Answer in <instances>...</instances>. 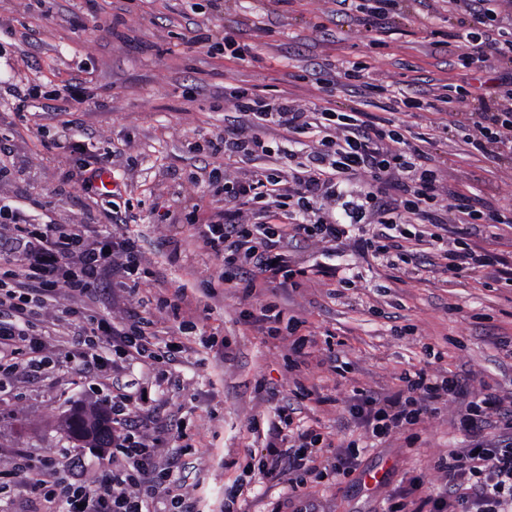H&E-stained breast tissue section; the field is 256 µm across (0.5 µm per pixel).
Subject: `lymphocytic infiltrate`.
<instances>
[{"mask_svg":"<svg viewBox=\"0 0 512 512\" xmlns=\"http://www.w3.org/2000/svg\"><path fill=\"white\" fill-rule=\"evenodd\" d=\"M457 62L467 67L490 61L509 69L492 85L474 95L477 117L464 125V139L475 150L498 160H512V43L485 50L481 33L455 32ZM230 97L237 111L255 121L278 127L288 143L298 136L318 135L302 169L289 175L225 179L223 212L198 225V235L220 260V280L228 288H241L245 301L259 304L258 312H245L247 323L262 322L273 338L290 335V351L303 358L313 338L299 335L300 322L284 318L266 293L300 288L313 276L335 277L334 267L293 268L289 246H322L336 251L356 241L365 250L385 255L399 249L394 229L414 220L433 228L432 240L447 261L448 272H469L512 284V265L495 254L471 246L452 248L442 234L446 224L433 203L440 191L439 178L429 155L403 134L401 122L367 112H339L324 107L311 111L288 99L266 103L248 90L236 88ZM264 143L252 128L239 122L225 124L212 150L228 156L253 157ZM355 175L367 176L362 197L348 200L343 184ZM284 209L285 224H251L248 207ZM374 214L379 231L365 237L357 225ZM7 220L16 254L13 269L0 275V378L22 373L37 375L50 365L47 344L32 329V319L53 311L57 320L83 324L86 335L74 357L82 379L111 380L106 355L121 361L144 358L148 353L153 321L137 309L125 318L90 313L85 304L114 279L131 276L141 260L137 239L124 219L113 217L112 229L100 232L92 224H44L30 231L23 212L0 205ZM398 391L379 397L357 389L347 421L370 439H383L419 425L437 413L440 405L464 400L457 429L465 445L449 450L436 463L443 475L439 487L410 482L399 491L386 512H512V403L496 389L483 387L470 393L467 380L420 368L400 376ZM308 393L270 388L266 397L274 416L267 423L252 420L251 430H264L266 454L257 468L259 481L287 479L290 497L304 499L309 482L319 474V439L312 429L294 426L293 417ZM167 430L152 401L130 402L127 394L112 398V467L89 482L47 484L55 467L18 463L14 473L33 491L44 495L48 512H195V504L180 484L179 449L163 452L161 436Z\"/></svg>","mask_w":512,"mask_h":512,"instance_id":"lymphocytic-infiltrate-1","label":"lymphocytic infiltrate"}]
</instances>
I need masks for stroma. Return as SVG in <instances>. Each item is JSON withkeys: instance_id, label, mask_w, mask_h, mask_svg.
I'll return each mask as SVG.
<instances>
[{"instance_id": "35a3bbf8", "label": "stroma", "mask_w": 512, "mask_h": 512, "mask_svg": "<svg viewBox=\"0 0 512 512\" xmlns=\"http://www.w3.org/2000/svg\"><path fill=\"white\" fill-rule=\"evenodd\" d=\"M459 21L448 0H399L384 29L372 32L360 13H341L336 0H0V145L12 150L0 197L34 224L106 225L115 212L130 218L142 251L138 291L130 296L118 286L87 305L117 319L127 305L137 306L152 313L158 341L183 344L177 362L135 360L123 377L151 389L161 416L179 425L178 444L187 450L183 490L200 512H217L225 489L264 453L263 435L248 429L268 412L259 384L289 389L301 382L314 394L302 413L305 424L334 442L359 437L343 424L354 388L393 394L401 373L428 362L469 378L472 391L487 384L512 394V357L502 346L512 338V286L443 273L429 264L428 244L414 237L405 244L406 264L340 247L332 262L349 271L352 283L314 277L277 297L285 316L300 319L302 333L316 340L294 369L288 341L241 322L239 291L207 297L221 263L194 230L224 209L223 185L207 180L211 168L253 178L294 168L309 152L304 146L285 156L279 131L267 127L260 131L267 153L247 162L211 154L207 143L233 109L229 88L251 89L273 103L285 97L305 107L365 106L382 115L385 97L345 79L356 67L429 101V108L407 109L400 118L404 135L422 143L439 173L444 193L435 205L448 229L464 219L452 198L494 207L511 201L512 163L472 149L453 129L473 110L468 91L499 74L495 66L450 67L456 52L450 34ZM192 29L206 42L187 44ZM228 34L244 59L225 47ZM78 79L94 93L74 107L80 122L74 133L85 136V148L46 150L66 119L53 112L54 98ZM17 84L35 94L23 115L11 96ZM452 86L463 98L448 105ZM99 160L112 172L113 193L72 176ZM181 284L187 298L175 319L159 304ZM182 320L192 322L190 332H179ZM32 325L48 338L55 366L0 388V470H11L18 448L34 461L68 448L82 460V480H91L110 466L109 457L68 438L62 425L76 409L105 407L112 390L80 378L72 358L79 326L47 315ZM330 348L350 362L346 375L326 363ZM461 408L442 406L416 426L415 438L394 433L375 443L349 478L327 474L311 483L316 512H384L386 499L411 478L440 483L434 464L461 445L455 426ZM239 503L241 512H271L276 504L281 512L294 510L284 484H248Z\"/></svg>"}]
</instances>
